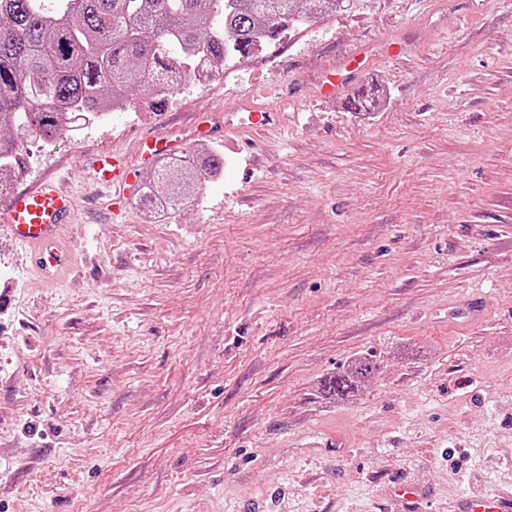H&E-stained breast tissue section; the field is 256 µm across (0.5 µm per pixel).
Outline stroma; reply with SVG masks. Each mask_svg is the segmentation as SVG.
Listing matches in <instances>:
<instances>
[{"instance_id":"stroma-1","label":"stroma","mask_w":512,"mask_h":512,"mask_svg":"<svg viewBox=\"0 0 512 512\" xmlns=\"http://www.w3.org/2000/svg\"><path fill=\"white\" fill-rule=\"evenodd\" d=\"M360 51L370 112L321 95ZM249 105L282 127L207 142L224 170L191 205L114 217L82 162ZM29 149L12 188L76 194V272L41 285L0 223V512H399V483L448 512L512 487V0H358ZM475 293L482 321L450 314ZM363 358L369 382L322 392Z\"/></svg>"}]
</instances>
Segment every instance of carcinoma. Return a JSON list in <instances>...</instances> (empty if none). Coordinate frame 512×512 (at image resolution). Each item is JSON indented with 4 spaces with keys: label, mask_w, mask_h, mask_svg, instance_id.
<instances>
[{
    "label": "carcinoma",
    "mask_w": 512,
    "mask_h": 512,
    "mask_svg": "<svg viewBox=\"0 0 512 512\" xmlns=\"http://www.w3.org/2000/svg\"><path fill=\"white\" fill-rule=\"evenodd\" d=\"M352 0H0V186L21 167L25 141L45 142L66 124L56 107L95 115L122 108L147 92L163 100L208 59L222 66L248 58L257 47L281 46L288 31L325 18ZM375 88L349 100L359 112L377 106ZM224 170L210 151L171 178L167 162L144 183L139 204L155 208L196 201L201 173ZM375 366L358 360L324 380L323 392L342 399L371 378Z\"/></svg>",
    "instance_id": "cac0c4a2"
}]
</instances>
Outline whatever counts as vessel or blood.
<instances>
[{
    "label": "vessel or blood",
    "mask_w": 512,
    "mask_h": 512,
    "mask_svg": "<svg viewBox=\"0 0 512 512\" xmlns=\"http://www.w3.org/2000/svg\"><path fill=\"white\" fill-rule=\"evenodd\" d=\"M364 66L362 58H352L340 70L328 74L323 83L327 95L342 93L349 85L351 73ZM279 115L261 108H251L238 119L217 123L198 117L194 135L198 138L223 134L232 124L248 128L272 127ZM185 143L179 139L149 138L138 147L141 163L149 164L160 156L180 151ZM94 181L102 186L125 190L134 182V170L127 157L118 152H105L86 161ZM77 203L74 196L54 181H43L37 188L15 193L8 206L0 210V222L7 224L15 240L29 256L32 270L47 284H54L69 265L68 247L62 232L73 223ZM448 512H512V491L492 497L466 495L455 499Z\"/></svg>",
    "instance_id": "obj_1"
}]
</instances>
